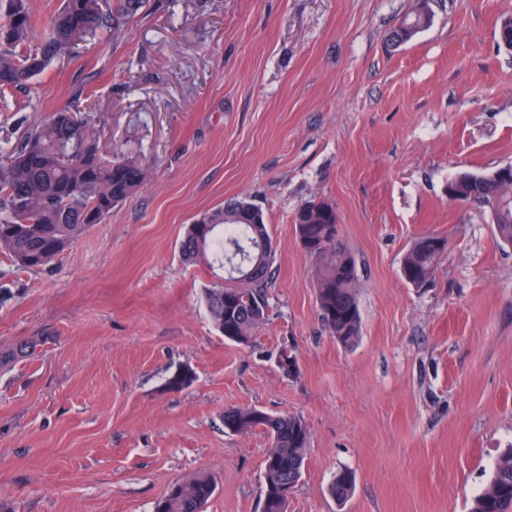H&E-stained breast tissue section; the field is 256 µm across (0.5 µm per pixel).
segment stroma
I'll return each instance as SVG.
<instances>
[{
    "label": "stroma",
    "instance_id": "1",
    "mask_svg": "<svg viewBox=\"0 0 512 512\" xmlns=\"http://www.w3.org/2000/svg\"><path fill=\"white\" fill-rule=\"evenodd\" d=\"M416 0H146L119 36L89 41L0 101V155L50 112L85 121L144 186L49 265L0 254V507L153 512L207 473L204 512H262V430L226 409L301 416L288 512H468L512 443V245L448 181L512 163V0H429L432 20L391 49ZM249 196L276 276L250 346L204 304L223 271L182 260L188 224ZM336 210L358 263L361 335L325 330L314 260L293 216ZM448 254L423 289L401 276L413 242ZM297 357L295 376L278 364ZM187 374L179 387L170 381ZM356 478L336 504L338 470Z\"/></svg>",
    "mask_w": 512,
    "mask_h": 512
}]
</instances>
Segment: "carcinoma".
Masks as SVG:
<instances>
[{
    "mask_svg": "<svg viewBox=\"0 0 512 512\" xmlns=\"http://www.w3.org/2000/svg\"><path fill=\"white\" fill-rule=\"evenodd\" d=\"M102 2L64 0L49 19L47 35L37 42L30 0L0 4V31L8 30L0 38V93L23 87L55 60L75 56L87 40L103 31L119 32L124 21L144 6V0H114L112 11L107 12ZM430 21L428 12L408 15L399 37L411 40ZM84 126L66 110L52 112L25 133L6 163H0V252L21 268L34 269L52 261L144 184L138 164L102 157L87 140ZM473 194L486 200L499 238L512 245V164L485 173L461 172L448 180V200L460 203ZM338 223L332 205L312 200L295 212L293 231L316 263L322 323L336 342L348 347L360 336L355 297L358 269L355 256L336 232ZM269 240L261 208L237 196L188 225L180 243L188 263L222 267L233 258L243 260L249 270L243 277L214 283L204 294L214 326L237 344H249L267 317L273 253L264 251L262 243ZM447 253V238L421 236L403 258L402 277L414 288L426 287ZM224 428L240 434L260 428L270 435L263 512H288L307 448L304 421L296 415L273 416L259 407L243 406L224 411ZM353 488V474L342 470L330 483L328 494L342 504ZM213 493L212 479L198 474L172 484L155 512H203ZM469 512H512V446L495 462L488 485L473 498Z\"/></svg>",
    "mask_w": 512,
    "mask_h": 512,
    "instance_id": "1",
    "label": "carcinoma"
}]
</instances>
